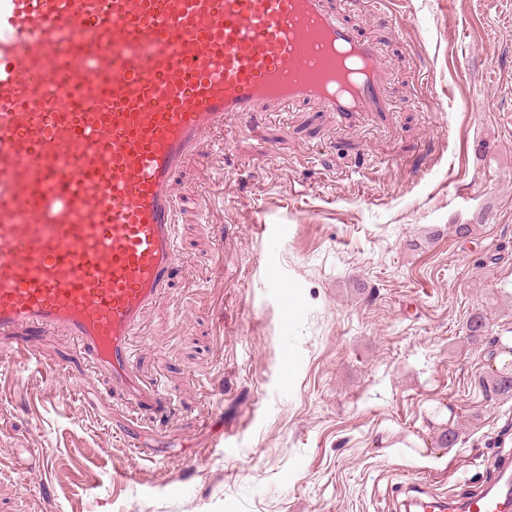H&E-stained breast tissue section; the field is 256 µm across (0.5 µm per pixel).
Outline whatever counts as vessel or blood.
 <instances>
[{
    "mask_svg": "<svg viewBox=\"0 0 512 512\" xmlns=\"http://www.w3.org/2000/svg\"><path fill=\"white\" fill-rule=\"evenodd\" d=\"M380 67L327 0H0V337L65 331L168 417L131 336L180 264L186 159L262 106L389 112ZM404 512H512V454L475 493Z\"/></svg>",
    "mask_w": 512,
    "mask_h": 512,
    "instance_id": "vessel-or-blood-1",
    "label": "vessel or blood"
}]
</instances>
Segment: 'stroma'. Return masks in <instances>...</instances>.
<instances>
[{"label": "stroma", "instance_id": "stroma-1", "mask_svg": "<svg viewBox=\"0 0 512 512\" xmlns=\"http://www.w3.org/2000/svg\"><path fill=\"white\" fill-rule=\"evenodd\" d=\"M335 2L394 111L295 103L187 161L183 263L133 337L172 417L72 336L0 340V512H401L512 450V396L478 385L512 364V0Z\"/></svg>", "mask_w": 512, "mask_h": 512}]
</instances>
